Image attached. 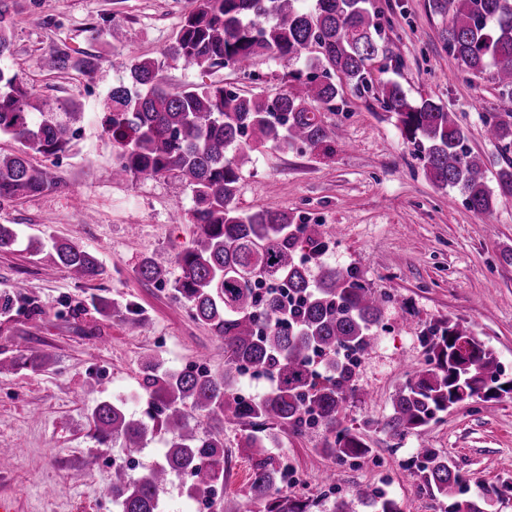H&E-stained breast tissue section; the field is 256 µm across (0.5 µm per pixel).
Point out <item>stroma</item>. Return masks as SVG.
Listing matches in <instances>:
<instances>
[{
  "label": "stroma",
  "instance_id": "35a3bbf8",
  "mask_svg": "<svg viewBox=\"0 0 512 512\" xmlns=\"http://www.w3.org/2000/svg\"><path fill=\"white\" fill-rule=\"evenodd\" d=\"M381 12L380 51L372 84L398 82L408 99L432 98L455 112L468 146L487 164V183L512 149L485 135L498 89L491 78L472 80L448 52L441 30L448 19L432 0H371ZM192 0H16L0 68L19 73L39 100L79 113L77 133L59 159L34 156L48 174L42 193L0 204V224L14 225L18 243L0 251V356L44 357L45 365L0 373V448L10 463L0 472V496L16 512H114L101 491L112 482V451L96 435L95 406L125 397L130 411L146 406L142 368L155 357L181 369L208 352L213 372L224 368V343L195 322L172 287L144 284L143 257L170 265L196 230L191 189L172 174L114 180L111 139L102 131L108 92L125 74L129 54L158 61L169 90L221 84L246 95L278 92L286 60L263 57L246 75L231 67L184 68L161 57ZM112 26L91 39L89 27ZM66 51L93 58L89 68L41 69V57ZM343 111L326 113L342 128L335 153L256 148L242 170L235 197L249 213L271 208L295 222L335 225L340 234L327 263L354 270L377 293L389 295L379 340L360 358L356 392L344 425L362 431L371 452L335 465L323 454L326 432L298 437L277 431L272 455L284 457L294 479L290 496L323 512L357 487L384 492L401 512H448L426 490L416 451L448 456L465 483L460 503L481 512H512V394L474 398L439 413L421 431L393 438L382 422L409 371L424 367L432 333L456 321L496 353L512 378V197L496 196L490 213L471 210L454 188L430 181L413 155L397 117L369 94L344 85ZM71 240L93 250L102 276L82 281L44 265L35 247ZM138 306L139 316L103 318L92 296ZM243 428L224 420V492L208 512H257L250 493L251 461L237 455ZM98 464L85 466L88 456ZM336 471L335 485L325 475Z\"/></svg>",
  "mask_w": 512,
  "mask_h": 512
}]
</instances>
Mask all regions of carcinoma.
Here are the masks:
<instances>
[{
	"label": "carcinoma",
	"instance_id": "1",
	"mask_svg": "<svg viewBox=\"0 0 512 512\" xmlns=\"http://www.w3.org/2000/svg\"><path fill=\"white\" fill-rule=\"evenodd\" d=\"M193 0L192 10L162 55L187 67L218 65L249 70L263 55L292 66L285 88L258 99L220 85L189 86L172 92L155 60L133 56L126 74L104 104V128L116 146L112 173L121 180L174 174L194 195L191 243L178 252L177 277L149 257L137 268L149 284L173 288L189 304L194 321L224 341V371L212 374L204 360L181 370L160 360L145 365L146 408L130 412L120 398L92 412L97 435L119 445L108 495L116 512H165L162 493L171 477L190 479L198 494L224 482V417L249 430L237 452L251 458L257 433L278 425L296 435L322 427L324 451L340 463L364 458L368 446L357 430L342 425L355 392L357 359L377 336L388 297L378 296L350 269L328 265L324 256L336 233L321 224H296L287 213L259 209L242 213L234 205L242 166L255 146L331 150L341 139L322 113L338 112L342 85L373 92L368 79L382 26L369 0ZM448 15L441 36L462 70L481 79L491 73L500 90L498 111L484 120L487 136L512 147V0H434ZM13 0H0V58L9 50L5 23ZM75 66L66 52L43 59L48 71ZM375 99L396 114L408 143L429 179L459 189L468 207L488 212L492 195L483 157L473 152L456 114L427 98L411 101L401 86L387 82ZM77 112L60 114L17 73L0 68V135L25 151L0 154V204L43 192L46 172L32 155L57 158L76 130ZM17 232L0 224V251L13 249ZM41 260L77 280L102 274L97 254L73 242H53ZM100 315L140 314L94 296ZM428 364L414 371L392 400L383 423L401 438L422 430L435 416L470 398L498 399L512 392L495 352L459 323L435 332ZM473 342L466 354L462 339ZM254 368L274 380L264 395L245 396L235 387ZM508 388H503V385ZM157 435L165 441L161 459L128 473L127 461ZM423 481L437 500L453 499L464 482L460 472L432 448H420ZM281 463L272 456L253 465L250 491L260 512H309L310 504L281 488ZM400 512L398 504L367 488L335 503L328 512Z\"/></svg>",
	"mask_w": 512,
	"mask_h": 512
}]
</instances>
